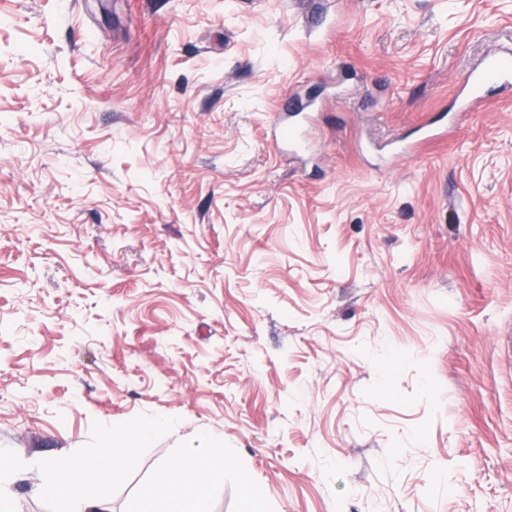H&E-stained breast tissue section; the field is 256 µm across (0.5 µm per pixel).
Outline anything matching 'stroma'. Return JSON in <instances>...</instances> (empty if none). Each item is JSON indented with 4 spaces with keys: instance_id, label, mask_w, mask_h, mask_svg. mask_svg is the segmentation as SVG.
<instances>
[{
    "instance_id": "1",
    "label": "stroma",
    "mask_w": 512,
    "mask_h": 512,
    "mask_svg": "<svg viewBox=\"0 0 512 512\" xmlns=\"http://www.w3.org/2000/svg\"><path fill=\"white\" fill-rule=\"evenodd\" d=\"M512 48V0H0V460L13 512L103 426L133 512L194 438L210 512H512V99L376 145ZM316 100L299 159L282 98Z\"/></svg>"
}]
</instances>
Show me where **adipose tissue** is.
Here are the masks:
<instances>
[{
	"instance_id": "ef3b65f1",
	"label": "adipose tissue",
	"mask_w": 512,
	"mask_h": 512,
	"mask_svg": "<svg viewBox=\"0 0 512 512\" xmlns=\"http://www.w3.org/2000/svg\"><path fill=\"white\" fill-rule=\"evenodd\" d=\"M163 424V419L153 418L130 429L107 427L96 454L45 463L35 489L44 512H107L113 472L135 467V448ZM229 464L223 449L188 446L182 458L161 466L141 494L136 512H208V492L223 483Z\"/></svg>"
}]
</instances>
